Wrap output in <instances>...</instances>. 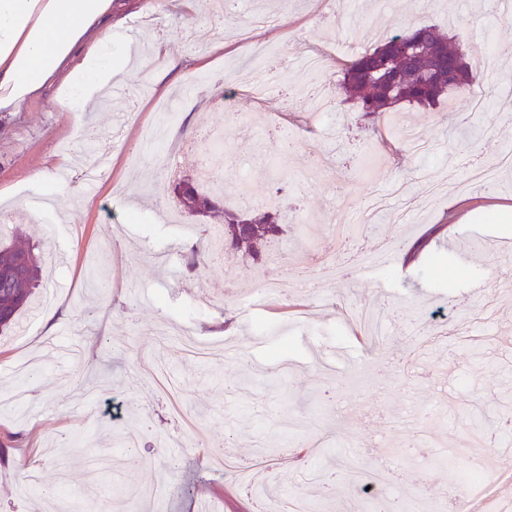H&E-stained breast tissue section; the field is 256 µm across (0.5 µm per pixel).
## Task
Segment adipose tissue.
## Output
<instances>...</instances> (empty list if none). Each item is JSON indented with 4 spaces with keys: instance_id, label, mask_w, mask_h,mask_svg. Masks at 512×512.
<instances>
[{
    "instance_id": "obj_1",
    "label": "adipose tissue",
    "mask_w": 512,
    "mask_h": 512,
    "mask_svg": "<svg viewBox=\"0 0 512 512\" xmlns=\"http://www.w3.org/2000/svg\"><path fill=\"white\" fill-rule=\"evenodd\" d=\"M116 0H0V113L20 112L46 87L83 112L118 74Z\"/></svg>"
}]
</instances>
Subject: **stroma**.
I'll return each instance as SVG.
<instances>
[{"label":"stroma","mask_w":512,"mask_h":512,"mask_svg":"<svg viewBox=\"0 0 512 512\" xmlns=\"http://www.w3.org/2000/svg\"><path fill=\"white\" fill-rule=\"evenodd\" d=\"M186 11L122 0L112 46L132 69L117 109L65 112L51 87L0 114V237L67 255L0 336V512H73L104 493L109 512H257L264 480L314 512H363L377 448L394 449L386 490L405 503L463 493L476 458L512 469V168L489 186L464 172L512 147V13L497 0H242L235 23L216 7L194 30ZM420 18L490 55L482 108L467 94L373 117L343 103L345 43ZM234 25L284 68L324 51L310 84L334 100L328 116L255 64ZM159 100L173 123L151 142ZM215 130L225 195L247 177L286 219L262 257L203 253L210 220L174 191ZM63 164L75 191L46 198L35 175ZM399 183L407 196L355 221ZM409 244L418 258L400 261ZM270 276L281 292L259 295ZM373 305L378 344L358 319ZM263 447L278 454L258 468Z\"/></svg>","instance_id":"obj_1"}]
</instances>
